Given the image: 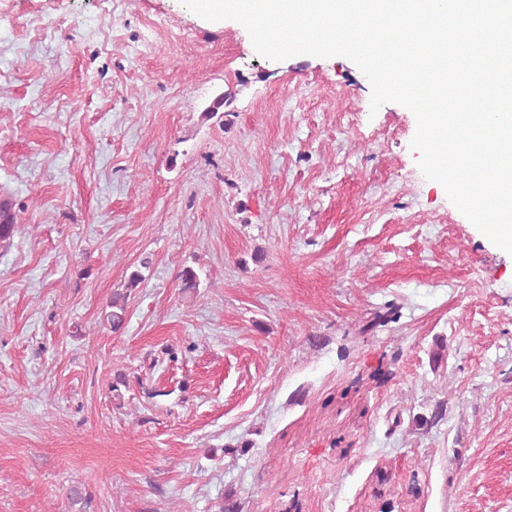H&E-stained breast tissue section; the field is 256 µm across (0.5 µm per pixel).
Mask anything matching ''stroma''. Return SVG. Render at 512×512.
Returning a JSON list of instances; mask_svg holds the SVG:
<instances>
[{"label":"stroma","instance_id":"1","mask_svg":"<svg viewBox=\"0 0 512 512\" xmlns=\"http://www.w3.org/2000/svg\"><path fill=\"white\" fill-rule=\"evenodd\" d=\"M371 99L181 0H0V512H512V254ZM151 260L149 257L143 258L138 265L128 274L124 283L125 291H115L107 305L109 311H105L103 320L111 326L113 332H119L124 326L126 320L127 303L130 293L145 281L142 269L151 268Z\"/></svg>","mask_w":512,"mask_h":512}]
</instances>
